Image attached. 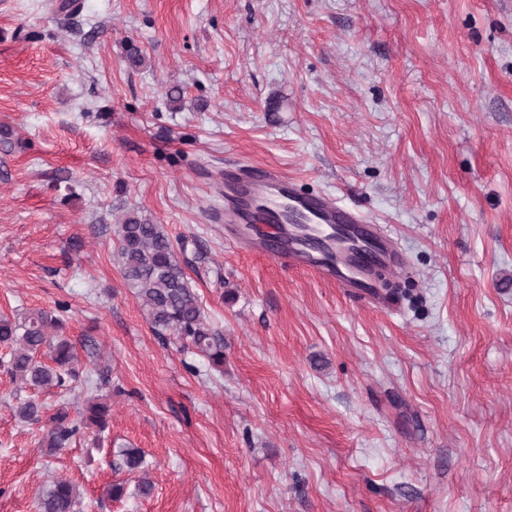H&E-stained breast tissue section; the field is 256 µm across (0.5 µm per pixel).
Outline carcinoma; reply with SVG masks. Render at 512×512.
Listing matches in <instances>:
<instances>
[{
	"mask_svg": "<svg viewBox=\"0 0 512 512\" xmlns=\"http://www.w3.org/2000/svg\"><path fill=\"white\" fill-rule=\"evenodd\" d=\"M117 263L127 287L134 290L145 309L152 328L166 332L193 349L214 366L224 364V340L207 321L201 300L189 285L176 258L174 243L161 224H151L135 212L128 213L116 225ZM66 323L53 311L36 309L22 316H0V346L10 349L8 366L12 377L24 384L42 388H62L77 378L75 346L65 336ZM46 350L51 363L38 360ZM41 405L30 400L17 406L16 415L24 421L39 419ZM111 407L95 396L76 421L65 409L53 417V426L41 441L46 454L67 447L80 429L108 428ZM123 464L130 470L143 468L144 459L137 448L120 451ZM80 497L76 485L57 480L44 488L38 498V512H74Z\"/></svg>",
	"mask_w": 512,
	"mask_h": 512,
	"instance_id": "cac0c4a2",
	"label": "carcinoma"
}]
</instances>
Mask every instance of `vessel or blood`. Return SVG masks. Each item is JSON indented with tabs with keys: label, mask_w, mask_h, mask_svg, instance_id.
I'll use <instances>...</instances> for the list:
<instances>
[{
	"label": "vessel or blood",
	"mask_w": 512,
	"mask_h": 512,
	"mask_svg": "<svg viewBox=\"0 0 512 512\" xmlns=\"http://www.w3.org/2000/svg\"><path fill=\"white\" fill-rule=\"evenodd\" d=\"M224 239L274 258L288 269H309L376 308L389 307L377 268L405 271L394 238L333 197L300 193L274 167L224 173Z\"/></svg>",
	"instance_id": "1"
}]
</instances>
